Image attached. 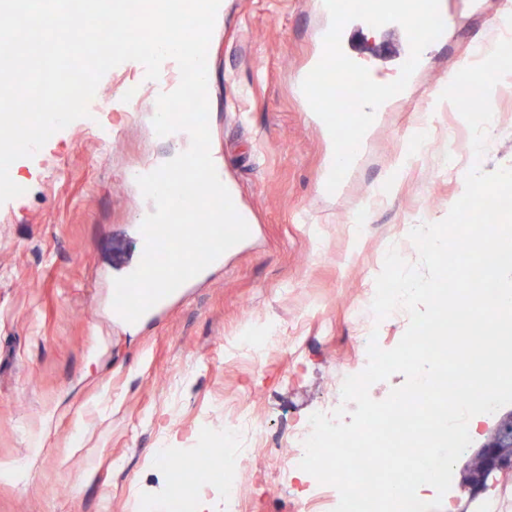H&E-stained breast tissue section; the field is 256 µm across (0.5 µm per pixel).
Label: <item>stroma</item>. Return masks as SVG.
<instances>
[{
	"mask_svg": "<svg viewBox=\"0 0 512 512\" xmlns=\"http://www.w3.org/2000/svg\"><path fill=\"white\" fill-rule=\"evenodd\" d=\"M451 26L404 94L391 98L335 192L323 121L296 92L321 56L330 18L320 0H224L207 54L210 152L251 224L224 261L153 314L115 316V278L135 268L140 226L153 212L136 175L179 147L153 127L158 87L135 61L102 77L97 110L15 161L23 195L0 204V465L27 469L0 480V512H139L167 503L176 455L210 445L218 428L251 413L288 447L293 429L332 412L347 374L368 363L362 337L395 347L408 315L377 327L357 307L389 247L409 263L408 237L443 220L473 165L512 168V74L492 90L486 150L441 100L452 73L501 40V0H444ZM349 24L347 47L383 82L408 50L401 28L381 38ZM426 144L417 147L416 133ZM284 348L254 360L271 329ZM512 405L497 410L457 461L452 512H512V473L464 488L470 461ZM235 479L237 512H304L288 483L253 452Z\"/></svg>",
	"mask_w": 512,
	"mask_h": 512,
	"instance_id": "stroma-1",
	"label": "stroma"
}]
</instances>
